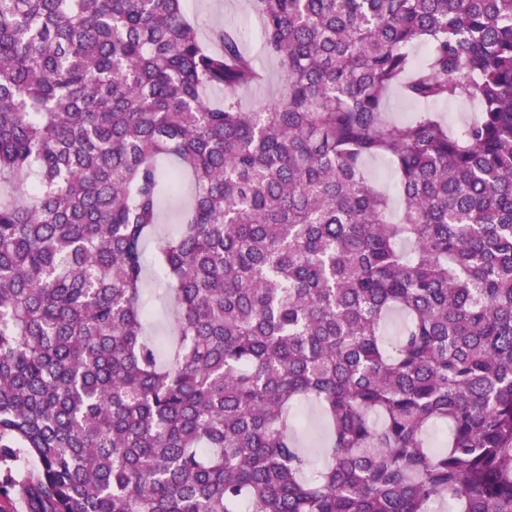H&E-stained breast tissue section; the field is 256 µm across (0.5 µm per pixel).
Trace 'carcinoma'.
Instances as JSON below:
<instances>
[{"mask_svg": "<svg viewBox=\"0 0 512 512\" xmlns=\"http://www.w3.org/2000/svg\"><path fill=\"white\" fill-rule=\"evenodd\" d=\"M249 2L283 74L260 112L241 33L211 48L181 0H0V503L512 512V0ZM396 86L479 115L393 126ZM302 400L328 426L317 469ZM366 170L375 186L390 199V215L397 219L402 210V200L398 194L399 176L394 165L384 158H374L366 162ZM171 313L169 308L156 304L151 324V333L162 343L167 344L170 339Z\"/></svg>", "mask_w": 512, "mask_h": 512, "instance_id": "1", "label": "carcinoma"}]
</instances>
